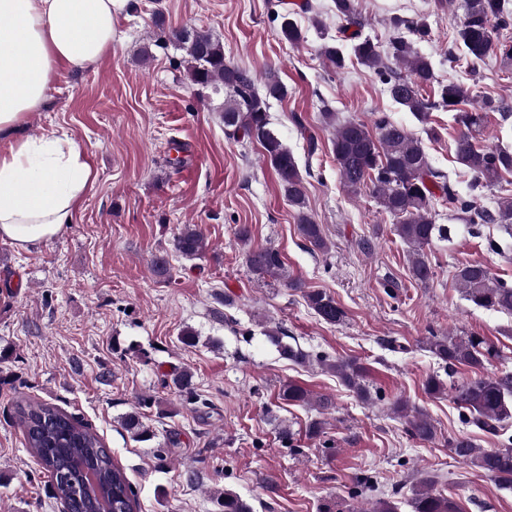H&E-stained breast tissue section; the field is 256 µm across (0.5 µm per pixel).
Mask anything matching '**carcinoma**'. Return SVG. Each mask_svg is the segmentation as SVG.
Returning a JSON list of instances; mask_svg holds the SVG:
<instances>
[{"label":"carcinoma","mask_w":512,"mask_h":512,"mask_svg":"<svg viewBox=\"0 0 512 512\" xmlns=\"http://www.w3.org/2000/svg\"><path fill=\"white\" fill-rule=\"evenodd\" d=\"M336 12L349 26L361 25L354 0H335ZM512 24V13L504 0H464L463 14L456 30L454 43L461 55L472 64L483 62L499 43L494 41L495 30ZM280 35L292 46L304 41L295 21L281 16ZM168 41L185 53L188 76L192 85L201 89L224 91V135L232 140L255 142L262 148L264 160L275 171L288 202L298 209L297 228L301 237L320 252L328 250L321 226L305 212L304 179L297 161L271 128L268 118V99H281L287 87L274 71L264 79V91L256 87L257 77L249 70L235 66L224 58L222 42L211 34L197 29L171 30ZM354 57L363 65L381 70L392 99L406 108L422 124L430 123L431 111L448 109L455 112L460 131L455 139L458 162L472 175L469 192L455 188L441 171L433 168L426 157L421 141L408 129L379 115L369 126L356 119L338 124L331 140L340 181L350 191L369 188L379 206L398 219L394 231L409 248L410 271L422 285L432 280L434 272L427 249L436 240L450 239L451 229L436 223L435 205L442 201L462 214L464 227L475 224H499L512 230V198L498 201L494 208L477 202L478 193L495 186L502 174L512 173V150L483 144L478 138L489 123L490 113L501 119L512 116L504 104L484 102L470 110L460 106L469 102V91L458 84L438 86L433 98L421 94L423 87L435 82L434 68L412 42L396 37L391 42L392 57L398 60L405 73L383 67L379 46L368 37L355 36ZM319 54L338 70L345 67V57L336 40L323 39ZM238 240L248 246L245 263L259 276L277 278L286 288L303 292L309 309L329 325L340 324L345 311L335 298L325 291L307 290L298 280L288 276L279 252L270 247L251 248V227L239 224ZM174 250L181 257L195 259L207 250L202 235L189 225L174 239ZM453 279L467 301L475 307L512 313V285H507L480 262H466L454 267ZM287 333L272 337L280 356L304 363L309 354L298 345L284 341ZM430 351L448 366L463 365L480 369L495 355L494 345L477 336H431ZM348 387L366 399L370 395L363 379L364 367L355 359L322 360ZM171 387L187 404L207 407L195 390L193 374L183 369L171 374ZM454 402L464 410V421L478 430L497 436L500 423L512 418V372L494 376H474L452 387ZM279 396L296 405L313 403L327 411L332 401L324 396L312 398L310 391L290 381L284 384ZM404 419L409 436L419 441L435 437V426L427 414L398 402L394 406ZM16 415L23 428L26 448L47 473L54 498L69 512H137L138 500L124 469L112 457L103 439L78 417L60 408L35 399L20 400ZM123 426L139 441L151 439L139 415L131 412L123 417ZM454 456L483 471L504 488H512V438L499 448H480L469 437L448 442ZM414 490L411 498L413 512H459L457 504L430 488L431 479ZM221 512H252V508L237 493L226 490L216 499Z\"/></svg>","instance_id":"carcinoma-1"}]
</instances>
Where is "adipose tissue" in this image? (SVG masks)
Listing matches in <instances>:
<instances>
[{
  "label": "adipose tissue",
  "mask_w": 512,
  "mask_h": 512,
  "mask_svg": "<svg viewBox=\"0 0 512 512\" xmlns=\"http://www.w3.org/2000/svg\"><path fill=\"white\" fill-rule=\"evenodd\" d=\"M134 0H0V240L26 250L60 235L96 175L66 134L16 137L60 69L96 66L112 49L113 11Z\"/></svg>",
  "instance_id": "ef3b65f1"
}]
</instances>
